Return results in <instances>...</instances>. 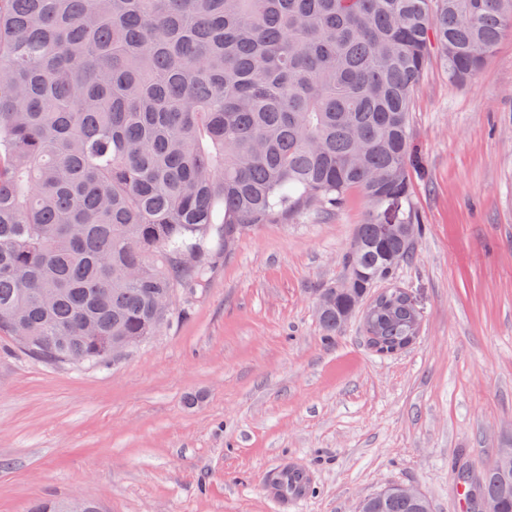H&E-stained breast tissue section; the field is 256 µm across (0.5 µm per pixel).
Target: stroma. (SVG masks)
Returning a JSON list of instances; mask_svg holds the SVG:
<instances>
[{
    "label": "stroma",
    "instance_id": "35a3bbf8",
    "mask_svg": "<svg viewBox=\"0 0 512 512\" xmlns=\"http://www.w3.org/2000/svg\"><path fill=\"white\" fill-rule=\"evenodd\" d=\"M424 226L396 274L416 343L372 353L359 317L327 340L321 289L369 203L254 224L158 336L102 367L54 366L0 335V512L74 495L101 512H277V465L312 477L287 512H358L398 484L460 512L459 468L512 450V35L470 83L432 56L411 95Z\"/></svg>",
    "mask_w": 512,
    "mask_h": 512
}]
</instances>
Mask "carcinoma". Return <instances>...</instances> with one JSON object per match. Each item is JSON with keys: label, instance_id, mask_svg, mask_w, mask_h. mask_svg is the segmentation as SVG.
Returning a JSON list of instances; mask_svg holds the SVG:
<instances>
[{"label": "carcinoma", "instance_id": "obj_1", "mask_svg": "<svg viewBox=\"0 0 512 512\" xmlns=\"http://www.w3.org/2000/svg\"><path fill=\"white\" fill-rule=\"evenodd\" d=\"M511 28L512 0H0V334L105 365L246 227L359 190L367 220L317 318L328 339L362 300L370 348L402 351L418 312L376 287L421 232L411 91L434 50L466 84ZM479 498L512 512L511 451ZM360 512L430 504L392 486Z\"/></svg>", "mask_w": 512, "mask_h": 512}]
</instances>
